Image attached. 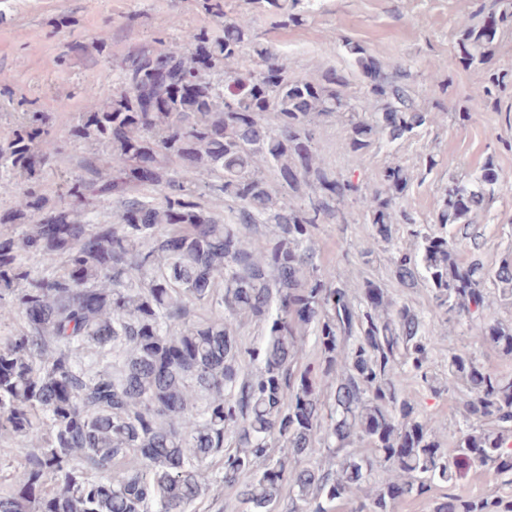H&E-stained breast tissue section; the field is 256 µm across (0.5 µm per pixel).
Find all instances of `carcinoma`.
Listing matches in <instances>:
<instances>
[{"instance_id": "carcinoma-1", "label": "carcinoma", "mask_w": 512, "mask_h": 512, "mask_svg": "<svg viewBox=\"0 0 512 512\" xmlns=\"http://www.w3.org/2000/svg\"><path fill=\"white\" fill-rule=\"evenodd\" d=\"M300 0H252L286 27L305 22ZM214 28L132 52L105 75L102 107L75 138L112 142L81 157L53 200L29 186L59 154L49 117L33 112L0 140V176L15 180V209L0 224V319L25 325L0 344V435L26 449L22 479L0 489V512H191L209 491L202 467L234 439L215 482L245 512H393L399 500L451 485L464 464L495 483L449 494L432 512H512V374L448 353V379L420 314L375 281L358 291L317 262L313 236L359 204L372 242L390 253L397 283L424 282L435 313L476 343L512 358V263L464 262L477 236L416 224L403 204L410 175L387 162L357 182L329 172L315 143L327 121L346 128L345 151L411 138L434 122L407 83L351 42L366 81L326 69L306 79L257 42L254 16L202 0ZM508 16L466 24L460 61L483 58ZM492 163L470 182L448 179L437 223H473L494 194ZM115 200L112 223L88 206ZM224 202L222 218L213 202ZM404 225L410 247L395 242ZM45 271L32 274L28 260ZM252 323L262 340L238 341ZM318 357L298 362L305 338ZM248 359L254 369L240 373ZM435 395L463 387L452 448L443 424L419 411L412 383ZM137 462L118 473L128 455ZM367 490L363 499L356 492Z\"/></svg>"}]
</instances>
